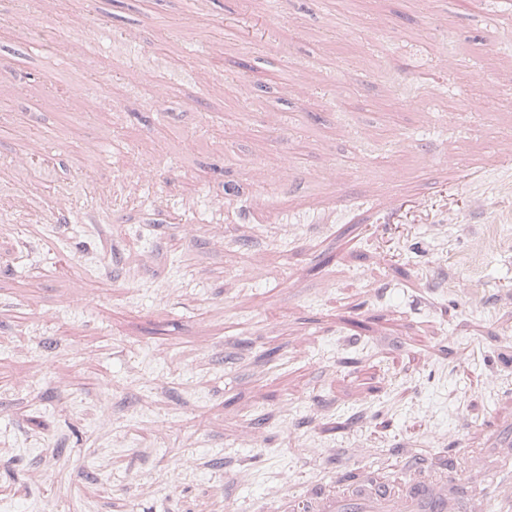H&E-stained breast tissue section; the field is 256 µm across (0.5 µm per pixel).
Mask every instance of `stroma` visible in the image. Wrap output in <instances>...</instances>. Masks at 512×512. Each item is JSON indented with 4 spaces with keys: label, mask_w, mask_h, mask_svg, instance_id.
Masks as SVG:
<instances>
[{
    "label": "stroma",
    "mask_w": 512,
    "mask_h": 512,
    "mask_svg": "<svg viewBox=\"0 0 512 512\" xmlns=\"http://www.w3.org/2000/svg\"><path fill=\"white\" fill-rule=\"evenodd\" d=\"M16 6L0 0V164L35 130L52 169L32 203L27 174L0 179V512H262L355 463L399 480L401 462L454 446L491 459L477 487L512 476L497 460L512 430L488 434L512 418V166L494 153L512 139V0H441L436 17L425 0H198L191 16L185 0H100L106 30L44 0L47 31L71 26L89 53L75 83L110 89L80 124ZM249 11L266 33L248 56L225 29ZM131 27L149 31L135 47ZM241 57L243 91L224 81ZM384 66L426 96L395 98ZM88 137L115 209L52 224L45 186L77 179ZM435 146L480 161L479 179L425 166ZM154 153L168 168L150 190L129 172ZM258 161L262 188L245 176ZM328 164L340 189L318 176ZM253 265L259 280L241 278ZM76 294L89 305L70 309Z\"/></svg>",
    "instance_id": "35a3bbf8"
}]
</instances>
